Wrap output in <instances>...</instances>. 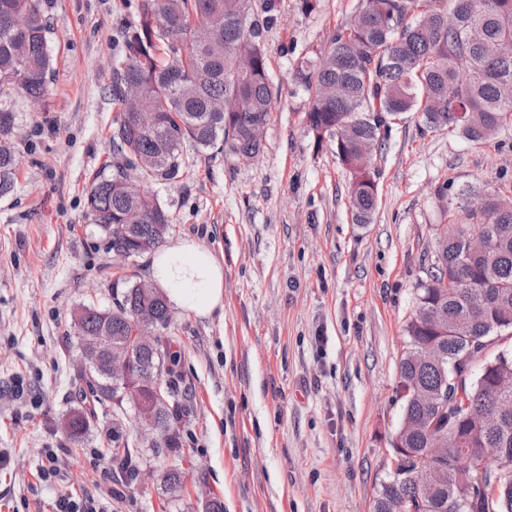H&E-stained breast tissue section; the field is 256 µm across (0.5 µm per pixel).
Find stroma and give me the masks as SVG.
<instances>
[{
	"mask_svg": "<svg viewBox=\"0 0 512 512\" xmlns=\"http://www.w3.org/2000/svg\"><path fill=\"white\" fill-rule=\"evenodd\" d=\"M360 4L322 0L306 15L281 0L266 38L280 94L260 155L194 151L187 179L148 186L171 239L224 262L223 313L171 312L189 472L170 494L165 454H147L144 479L130 484L102 472L111 408L82 445L61 427L79 377L73 309L112 307L126 281L150 274L148 257L116 260L85 204L92 173L112 159L107 88L135 0H52L55 74L46 98L20 111L15 187L0 198V512H55L84 491L103 512H201L212 497L224 512H370L394 470L415 292L442 226L467 221L460 191L512 190V130L473 142L402 114L375 161L373 220L354 223L350 174L308 131L309 97L291 72ZM47 448L58 455L45 475Z\"/></svg>",
	"mask_w": 512,
	"mask_h": 512,
	"instance_id": "obj_1",
	"label": "stroma"
}]
</instances>
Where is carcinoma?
<instances>
[{
	"instance_id": "obj_1",
	"label": "carcinoma",
	"mask_w": 512,
	"mask_h": 512,
	"mask_svg": "<svg viewBox=\"0 0 512 512\" xmlns=\"http://www.w3.org/2000/svg\"><path fill=\"white\" fill-rule=\"evenodd\" d=\"M280 0H138L123 25V55L112 70V164L94 173L87 187L93 224L109 238L112 251L137 258L159 248L172 220L158 198L139 183L178 181L188 174L185 148L216 149L242 162L263 150L257 130L265 126L278 99L269 75L266 33L276 25ZM50 0H0V197L14 188L17 165L18 107L43 99L55 71L50 43ZM171 28L160 33L156 13ZM473 30L483 41L470 40ZM512 41V0H362L354 22L335 30L313 57L298 62L293 81L310 96L305 113L317 143H333L341 165L351 174L353 220L371 223L378 198L374 158L382 150V131L405 112H422L432 131H458L484 141L512 128V54L493 57L484 43ZM137 97L156 123L144 127L125 111L124 98ZM462 201L477 198L480 211L469 224H448L439 232L427 280L416 303L434 306L445 332L434 333L407 322V349L399 363L404 387L417 386L427 403L407 396L402 421L407 428L389 480L381 483L371 512H512V419L500 423L496 408L512 404V391L492 387L497 376L512 375V357H485L502 335L512 334V195L467 187ZM480 233L493 241L486 255H463L461 234ZM466 275L469 287L454 282ZM147 309L160 330L171 316L159 288L126 283L114 307L82 304L72 312L77 348L96 339L112 353L135 350L138 374L129 385L115 383L104 367L81 376L86 386L74 394L76 406L65 414L71 436L86 437L97 409L112 404V466L128 482L136 480L146 452L123 436V417L134 393L148 394L155 374L168 377L166 401L154 400L156 419L170 435L158 448L178 456L177 424L187 408L177 399L180 354L170 337L139 347L133 338L136 312ZM433 343L438 361L413 359L416 343ZM483 360L479 371L465 367ZM421 421L455 426L465 447L499 449L494 466L474 468L476 458L462 449L434 453ZM185 471L168 468L163 483L179 492ZM481 483L485 492L470 493Z\"/></svg>"
}]
</instances>
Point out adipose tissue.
<instances>
[{
    "instance_id": "1",
    "label": "adipose tissue",
    "mask_w": 512,
    "mask_h": 512,
    "mask_svg": "<svg viewBox=\"0 0 512 512\" xmlns=\"http://www.w3.org/2000/svg\"><path fill=\"white\" fill-rule=\"evenodd\" d=\"M150 274L176 309L204 319L224 309V265L197 241L162 246L150 258Z\"/></svg>"
}]
</instances>
